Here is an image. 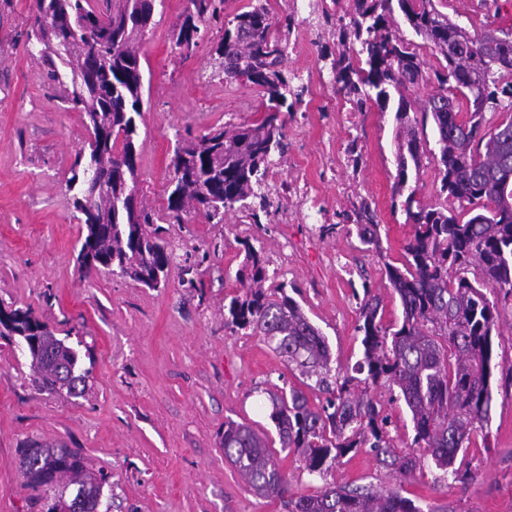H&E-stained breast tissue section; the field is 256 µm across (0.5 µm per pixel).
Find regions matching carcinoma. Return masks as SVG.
<instances>
[{"mask_svg":"<svg viewBox=\"0 0 512 512\" xmlns=\"http://www.w3.org/2000/svg\"><path fill=\"white\" fill-rule=\"evenodd\" d=\"M155 0H118L113 8H97L92 0H36V29L41 58L49 77L59 83L71 76L76 89L63 98L64 108L83 114L88 135H97V119L108 120L109 140L101 148L87 139L76 152L66 179L73 193L74 218L85 226L78 257L80 270L104 267L143 285L158 267H169L173 253L161 244L164 217L146 206L125 208L123 185L105 182L97 196L99 224L79 208L83 185L77 171L93 160L106 172L125 164V180L137 184L135 117L141 115L143 71L121 81L117 71L140 62L139 43L152 27ZM181 21L173 31V50L188 59L198 44L200 24L217 20L224 0H187ZM401 13L446 65L435 71L438 89L413 111L405 91L423 80V60L417 45L401 35L395 13ZM349 22L340 28L341 50L331 60L337 91L358 112L376 104L384 110L398 95L395 111L397 181L401 195L409 175L420 176L423 158L431 157L440 181L443 203L413 206L415 192L405 200L413 235L405 246L402 267L386 264V275L403 308L401 326L383 325L381 299L369 295L360 305L363 358L353 374H332V355L326 338L284 293L285 285L268 290L263 257L245 245L246 266L239 278L250 285L242 297L232 298L228 323L251 331L299 375L315 380L326 394L320 406L309 404L305 392H271L270 419L282 450L303 454L311 474H323L328 461L369 446L378 460L398 466L401 474L423 468L416 457H393L379 401L368 395L369 386L385 381L412 415L415 436L411 447L423 448L435 467L454 481L469 484L471 469L455 466L471 437L488 426L492 411L491 336L499 332L495 298L512 295V29L493 26L486 14L484 32L475 37L439 11L434 0H352ZM94 26L84 36L80 29ZM217 45L218 72L227 81L242 80L261 89L262 115L251 124L219 128L178 141L172 159V190L167 217L182 223L185 208L203 212L209 223L221 224L224 214L265 199L264 187L273 156L283 154L287 115L302 102L305 87L293 85L288 72V42L275 31L264 4L252 5L228 21ZM480 79L489 106L479 112L471 99L472 81ZM433 121L435 147L421 144L419 131ZM470 205L476 210L467 221L456 211ZM361 204L355 219L360 240L373 245L379 225ZM94 262L83 259L87 247ZM475 275L469 280L468 273ZM38 329V345L31 366L35 384L45 392L78 395L87 387L88 372L78 354L57 338L32 308L0 310V336H29ZM365 378H359V375ZM268 433L247 423H224V458L253 492L277 498L288 512H422L397 489L374 493L367 489L329 486L312 495H296L275 461ZM49 475L32 470L28 451L21 449L20 467L34 495L31 505L47 512L44 491L60 492L70 486L92 489L75 503L80 512H98L100 487L85 472L77 449L40 443Z\"/></svg>","mask_w":512,"mask_h":512,"instance_id":"cac0c4a2","label":"carcinoma"}]
</instances>
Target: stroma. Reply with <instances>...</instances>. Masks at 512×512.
Wrapping results in <instances>:
<instances>
[{"mask_svg": "<svg viewBox=\"0 0 512 512\" xmlns=\"http://www.w3.org/2000/svg\"><path fill=\"white\" fill-rule=\"evenodd\" d=\"M186 6L187 0H156L153 27L140 46L146 84L137 119L139 200L161 213L179 135L253 122L261 100L254 86L216 76L219 23L201 26L190 59L173 53L172 31ZM267 8L274 20L293 14L289 38L305 43L287 66L308 88L309 112L288 118L285 155L305 157L313 172L335 164V177L314 189L321 212L350 214L368 202L379 243L363 244L351 223L320 233L321 212L275 182L270 203L286 206L294 223L252 225L236 211L211 224L200 212L184 214L182 223L166 227L175 255L166 283L149 288L104 268L82 276L77 256L85 231L72 217L65 180L88 132L81 113L63 108L65 86L26 50L35 0H0V308L34 309L90 372L84 396L39 391L20 342L0 338V512H30L19 450L36 442L81 449L87 473L105 480L106 512H287L280 500L256 496L221 446L230 420L274 431L269 392L299 382L260 337L224 324L226 305L243 292L238 274L246 247L264 255L274 282L287 283L288 296L326 337L334 365L347 368L362 357L357 325L365 292L381 298L384 323H401L385 266L401 265L413 229L392 205L395 110L362 113L353 144L337 153L335 106L342 97L328 57L338 51V33L318 5L292 13L288 0H268ZM498 311L490 424L458 455L477 472L474 484L443 480L424 449L412 447L411 413L404 402H391L382 382L370 394L386 405L395 450L422 459L423 469L402 475L362 448L319 476L299 455L281 451L292 491L398 487L422 512H512V297L499 301Z\"/></svg>", "mask_w": 512, "mask_h": 512, "instance_id": "stroma-1", "label": "stroma"}]
</instances>
